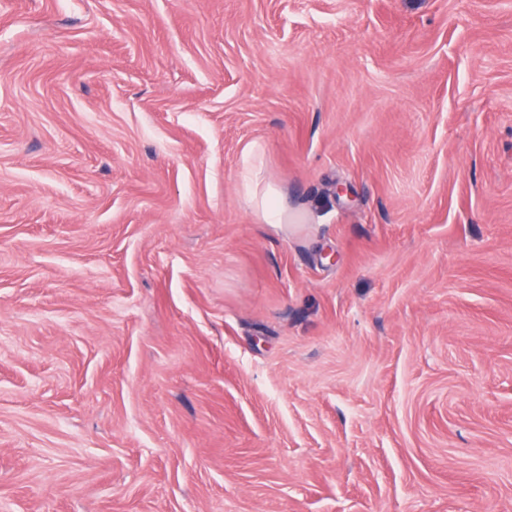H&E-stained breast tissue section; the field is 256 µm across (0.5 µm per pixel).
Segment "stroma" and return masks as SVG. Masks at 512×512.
<instances>
[{
  "label": "stroma",
  "instance_id": "obj_1",
  "mask_svg": "<svg viewBox=\"0 0 512 512\" xmlns=\"http://www.w3.org/2000/svg\"><path fill=\"white\" fill-rule=\"evenodd\" d=\"M0 512H512V0H0ZM263 154L264 147L256 142L249 144L243 152L240 179L253 213L261 223L279 228H288V224H304L306 213L291 205L282 188L264 177L260 162Z\"/></svg>",
  "mask_w": 512,
  "mask_h": 512
}]
</instances>
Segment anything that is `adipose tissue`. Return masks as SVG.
<instances>
[{
    "label": "adipose tissue",
    "mask_w": 512,
    "mask_h": 512,
    "mask_svg": "<svg viewBox=\"0 0 512 512\" xmlns=\"http://www.w3.org/2000/svg\"><path fill=\"white\" fill-rule=\"evenodd\" d=\"M263 153V146L255 142L249 144L243 152L240 178L253 213L261 223L280 228L305 223V212L291 205L282 188L264 177L260 162Z\"/></svg>",
    "instance_id": "ef3b65f1"
}]
</instances>
